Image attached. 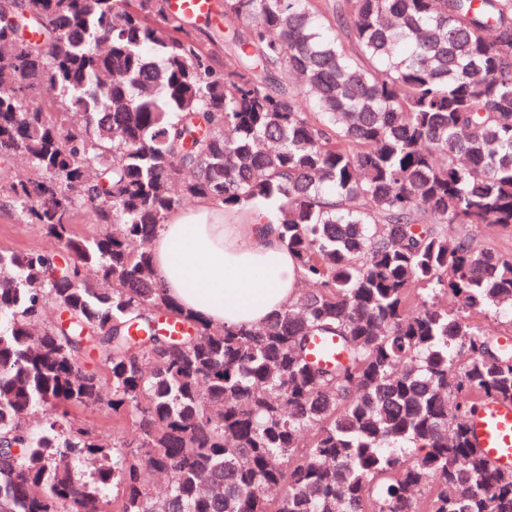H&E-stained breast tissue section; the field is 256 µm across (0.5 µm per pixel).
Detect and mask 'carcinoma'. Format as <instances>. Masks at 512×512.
Instances as JSON below:
<instances>
[{"instance_id":"1","label":"carcinoma","mask_w":512,"mask_h":512,"mask_svg":"<svg viewBox=\"0 0 512 512\" xmlns=\"http://www.w3.org/2000/svg\"><path fill=\"white\" fill-rule=\"evenodd\" d=\"M224 17L220 66L169 0H0V198L67 253L0 249V512H512L468 428L512 401V255L468 230L512 231V0ZM192 201L276 225L306 292L184 311L151 245ZM309 358L317 363H332L342 359L343 351L337 340L315 338L309 346Z\"/></svg>"}]
</instances>
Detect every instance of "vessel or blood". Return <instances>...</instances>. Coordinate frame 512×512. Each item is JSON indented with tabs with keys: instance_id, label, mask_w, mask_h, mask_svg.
I'll return each mask as SVG.
<instances>
[{
	"instance_id": "vessel-or-blood-1",
	"label": "vessel or blood",
	"mask_w": 512,
	"mask_h": 512,
	"mask_svg": "<svg viewBox=\"0 0 512 512\" xmlns=\"http://www.w3.org/2000/svg\"><path fill=\"white\" fill-rule=\"evenodd\" d=\"M173 12L189 17L211 12L212 0H171ZM311 361L332 363L342 359L337 341L314 339L309 346ZM473 448L480 452L496 469L512 470V403L487 398L481 412L469 423Z\"/></svg>"
}]
</instances>
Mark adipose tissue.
I'll return each mask as SVG.
<instances>
[{
    "mask_svg": "<svg viewBox=\"0 0 512 512\" xmlns=\"http://www.w3.org/2000/svg\"><path fill=\"white\" fill-rule=\"evenodd\" d=\"M151 252L167 294L214 325H260L299 284L296 262L270 225L219 202L171 215Z\"/></svg>",
    "mask_w": 512,
    "mask_h": 512,
    "instance_id": "1",
    "label": "adipose tissue"
}]
</instances>
